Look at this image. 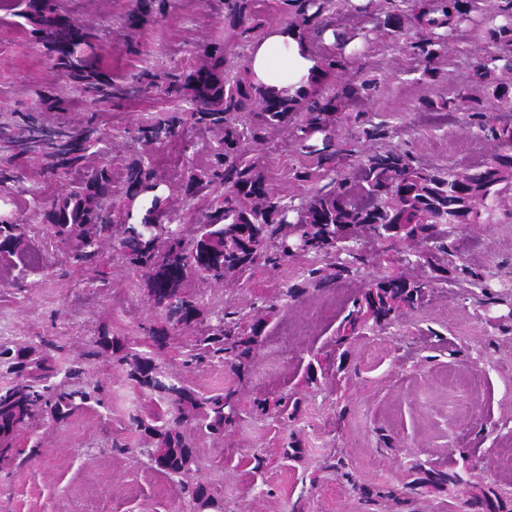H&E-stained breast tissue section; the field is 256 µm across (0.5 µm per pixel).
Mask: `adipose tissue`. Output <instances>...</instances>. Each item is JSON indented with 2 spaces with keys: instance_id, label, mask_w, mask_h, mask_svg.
Masks as SVG:
<instances>
[{
  "instance_id": "ef3b65f1",
  "label": "adipose tissue",
  "mask_w": 512,
  "mask_h": 512,
  "mask_svg": "<svg viewBox=\"0 0 512 512\" xmlns=\"http://www.w3.org/2000/svg\"><path fill=\"white\" fill-rule=\"evenodd\" d=\"M247 66L251 85L262 94L297 101L314 91L319 77L307 38L296 28L272 31L255 43Z\"/></svg>"
}]
</instances>
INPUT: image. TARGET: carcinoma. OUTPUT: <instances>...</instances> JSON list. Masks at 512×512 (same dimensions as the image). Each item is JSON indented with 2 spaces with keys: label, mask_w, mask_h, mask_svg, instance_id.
Wrapping results in <instances>:
<instances>
[{
  "label": "carcinoma",
  "mask_w": 512,
  "mask_h": 512,
  "mask_svg": "<svg viewBox=\"0 0 512 512\" xmlns=\"http://www.w3.org/2000/svg\"><path fill=\"white\" fill-rule=\"evenodd\" d=\"M25 2L34 43L47 51L53 67L71 89L93 105L127 92L126 87L115 84L99 34L62 15L52 0ZM335 7V0H320L317 10L302 22L315 31L323 29L332 23ZM474 8L476 0H433L422 8L417 3L407 6L420 29L415 49L425 62L432 61L434 46L449 41L458 23ZM227 20L230 27L241 29L243 34L257 27L250 0H238ZM484 38L498 47L499 53L480 59L473 73L479 83L490 80L495 62L505 61L512 66V6L485 15ZM225 64L224 41L218 40L204 50L198 67L188 73L160 76L142 71L133 76L140 91L156 86L161 77L166 95L178 99L192 95L194 101L189 111L167 112L132 130V136L145 149V155L126 168L125 182L132 196L156 186L158 172L153 156L176 137L186 122L220 132L219 140L205 150L202 162L185 164L181 208L191 211L197 197L209 198L194 230L196 249H191V240L178 232L169 238L168 254L159 256L131 225L123 237L114 238L112 160L106 158L96 167L83 169L77 178H68L82 165L88 151L106 153L107 133L93 113L77 127L44 124L37 113L62 111L68 102L67 97L52 90L41 95L39 104L31 109L22 135H13V119L0 120V150L9 153L6 162L0 164V194L11 197L18 206L31 200L38 202L47 238L69 256L75 267L103 263V249L109 244L130 265L148 269L147 292L156 295L166 322L174 327L196 321L200 312L195 298L187 292L191 280L202 277L222 283L244 274L261 258L274 263L288 259L290 246L305 244L314 259L333 251L350 258L349 264L342 263L331 273L317 267L308 269L309 279L318 286L340 278L356 263L368 262V256L355 247L336 244L338 225L352 226L370 238L385 241L397 238L388 233L389 226L404 224L408 230L402 237L422 245L414 252L416 262L429 266L435 250L453 255L454 245L449 238L458 226L496 224L501 215L512 219L511 211L499 208L501 197L512 190V155H498L483 166L457 172L418 168L411 164L408 153L389 150L366 156L351 177L331 176L341 154L332 131L336 104L315 95L303 102L297 140L303 149L314 134L324 135L322 147L316 150L317 164L329 182L297 206L274 193L263 199L251 198L252 187L262 182V177L259 158L250 155L248 145L259 142L271 130L288 126L294 104L285 98L274 109L264 106L266 97L237 79L224 77ZM376 88V80L363 79L345 86L341 97L348 100L362 93L370 95ZM481 116L479 130L511 148L512 128L491 124L485 112ZM33 154L42 161L44 180L39 187L25 186L22 178V168ZM61 180L64 184L59 192L45 196L46 186ZM24 235L22 225L0 222L1 261L9 263L17 257L24 262ZM441 280L448 277L383 278L364 293L363 299L354 302L346 326L353 333L370 319L379 325L415 311L434 282ZM214 318L208 333L189 339L182 352L183 365L189 368L229 362L234 367H248L255 357L265 319L238 310L218 311ZM47 346L58 352L64 349L44 337L38 347L14 350L0 343V367H6V373L13 376L10 384L0 387V448L6 449L0 453L1 464L22 465L35 453V449L20 445L24 422L45 418L61 422L77 409L103 404V387L84 379V362L109 351L129 368L128 378L134 386L159 388L167 394L149 420H135L143 442L139 454L161 474L177 478L190 502L205 512H224V502L197 476V449L181 427L186 423L198 434L223 436L224 426L234 414L231 394L200 398L184 386L159 385L155 375L162 371V363L140 350L139 343L118 345L107 333L63 373L56 359L45 351ZM61 373L64 380L54 382ZM425 480L435 485L462 484L461 475L452 468L429 470Z\"/></svg>",
  "instance_id": "carcinoma-1"
}]
</instances>
